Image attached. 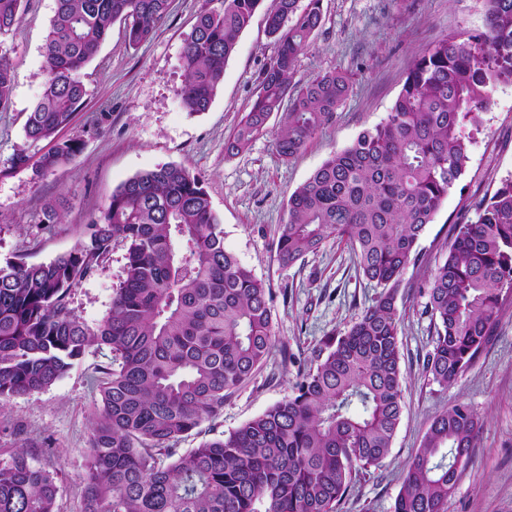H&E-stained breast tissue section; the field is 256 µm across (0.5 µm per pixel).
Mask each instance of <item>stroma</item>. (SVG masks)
I'll return each instance as SVG.
<instances>
[{"mask_svg": "<svg viewBox=\"0 0 512 512\" xmlns=\"http://www.w3.org/2000/svg\"><path fill=\"white\" fill-rule=\"evenodd\" d=\"M202 5L203 0H171L169 15L152 39L137 46L127 45L122 27L113 25L85 68L83 103L59 134L63 140H80L82 150L42 178L28 168H11L9 159L43 90V47L54 0H24L12 32L0 39L13 74L12 104L0 112V263L48 262L71 251L117 186L173 162L202 177L224 228L225 249L272 289L268 357L225 399L218 416L177 443L181 453L233 432L285 399L298 365H309L327 337L346 332L371 304L378 290L339 240L326 241L293 265L278 263L288 197L331 152L386 118L413 61L431 43L456 32L482 33L486 24L481 0H320L322 24L311 48L300 55L292 81L336 70L349 75L352 89L333 122L285 161L274 147L276 115L248 149L233 156L224 151L225 140L252 105L262 70L277 52L262 14H255L240 35L210 109L192 115L183 108L182 48ZM481 118L470 163L427 226L420 259L407 268L408 287L398 296L404 406L391 451L378 466L354 477L340 512H394L403 477L430 423L457 402L477 410L481 427L448 499V512H512V299L504 302L490 342L457 383L441 387L423 370L432 348L428 281L443 257L441 245L452 225L475 222L476 203L512 178V83L492 89ZM49 204L57 205L61 218L47 226L41 218ZM125 253L123 246H114L71 293V308L89 327L111 310L125 278ZM287 351L297 364L285 362ZM111 364L109 350L86 353L48 388L0 404V458L21 449L50 471L58 486V512H81L85 450L101 404L102 370Z\"/></svg>", "mask_w": 512, "mask_h": 512, "instance_id": "obj_1", "label": "stroma"}]
</instances>
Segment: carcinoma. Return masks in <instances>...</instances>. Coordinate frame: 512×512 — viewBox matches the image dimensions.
Segmentation results:
<instances>
[{"label":"carcinoma","mask_w":512,"mask_h":512,"mask_svg":"<svg viewBox=\"0 0 512 512\" xmlns=\"http://www.w3.org/2000/svg\"><path fill=\"white\" fill-rule=\"evenodd\" d=\"M262 0H204L184 41L180 87L187 112L209 109L224 67ZM274 0L265 12L277 55L225 141L237 155L283 112L275 137L288 160L336 117L346 74L290 84L321 24L320 0ZM23 0H0V36ZM486 30L446 35L415 59L384 122L333 152L288 198L277 261L288 266L329 238L346 241L380 288L356 322L328 337L298 369L292 394L227 436L182 454L173 445L224 409L272 346V291L224 249V229L200 176L168 163L120 184L77 246L46 263H0V402L63 377L87 351L107 348L101 407L86 448L82 512H339L353 477L377 465L399 426L404 373L398 326L404 271L470 160L493 87L512 83V0H482ZM170 0H55L44 46L45 81L12 168L41 178L72 161L77 139L57 140L85 95L84 69L112 25L130 46L149 41ZM12 66L0 53V111ZM51 144L38 149L41 142ZM452 226L431 270L429 381L457 382L486 346L512 296V181ZM121 244L125 279L95 328L70 307L73 288ZM480 423L458 402L435 416L403 478L394 512H448ZM58 487L19 450L0 459V512H57Z\"/></svg>","instance_id":"cac0c4a2"}]
</instances>
